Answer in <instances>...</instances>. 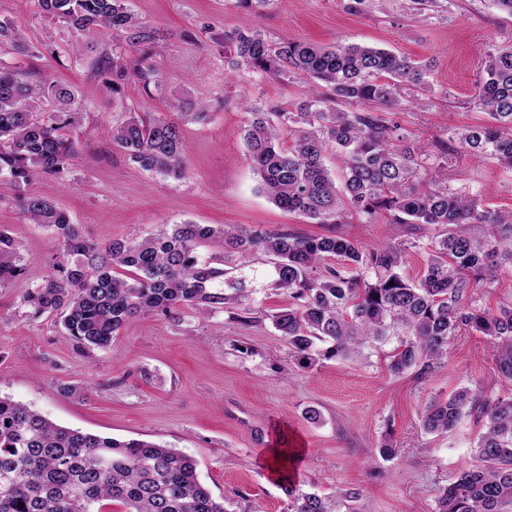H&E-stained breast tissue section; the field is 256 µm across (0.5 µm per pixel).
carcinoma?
Instances as JSON below:
<instances>
[{"instance_id":"carcinoma-1","label":"carcinoma","mask_w":512,"mask_h":512,"mask_svg":"<svg viewBox=\"0 0 512 512\" xmlns=\"http://www.w3.org/2000/svg\"><path fill=\"white\" fill-rule=\"evenodd\" d=\"M45 14L83 35L96 26L124 39L132 57L104 55L92 64L103 87L119 93L135 78L145 93L159 86L156 33L124 0H39ZM234 47L227 64L279 77L300 75L310 97L289 112L276 104L248 108L242 142L259 188L277 207L312 224H336L347 212L438 231L424 275L402 273L406 247L386 243L369 251L336 235L299 236L185 222L135 240L99 245L69 215L38 194L35 182L64 170L74 142L62 130L76 123L83 91L0 61V178L16 187L32 224L49 229L61 251L50 274L27 290L22 304L36 321L58 316L80 347L107 349L119 328L137 316L174 317L184 307H237L250 321L256 295L284 291L290 303L270 315L288 339L297 364L346 360L391 341L395 374L423 376L447 353L463 327L498 340L497 371L512 380V306L472 305L474 286L512 274V211L484 207L472 195L430 184L420 188L422 147L396 145L399 89H425L431 64L386 49L339 43L331 47L282 42L273 47L257 30L224 35ZM0 44L19 54L32 46L0 22ZM329 88L323 95L321 88ZM478 105L490 121L456 133L460 146L512 168V44L486 62ZM51 104V111L43 109ZM115 148L143 170L179 178L186 144L162 113L131 116L107 132ZM339 161L338 176L326 165ZM223 240L224 257L197 247ZM268 258L271 270L254 266ZM328 259L339 266H323ZM25 275L13 237L0 229V287ZM485 418L474 446L475 469L442 489L437 512H512V393L487 396L468 386L421 412L425 432L446 434L468 412ZM288 512H357L352 492L333 495L286 488ZM225 512L198 479L196 461L153 441H119L59 426L28 405L0 396V512Z\"/></svg>"}]
</instances>
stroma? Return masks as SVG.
I'll return each mask as SVG.
<instances>
[{
    "label": "stroma",
    "mask_w": 512,
    "mask_h": 512,
    "mask_svg": "<svg viewBox=\"0 0 512 512\" xmlns=\"http://www.w3.org/2000/svg\"><path fill=\"white\" fill-rule=\"evenodd\" d=\"M350 2L269 0L249 15L237 0H128L162 36L155 58L162 83L147 93L131 79L112 96L102 93L90 67L105 52L127 58L111 31L78 38L47 17L38 0H0V21L13 24L37 50L26 56L2 47L0 59L89 93L70 130L75 151L66 168L40 178L36 191L99 243L184 222L333 233L364 250L408 243L403 272L419 278L432 228L356 214L340 224H311L259 191L241 139L245 109L268 100L294 108L307 86L293 74L226 77L224 49L216 40L249 26L274 44L357 43L430 63L428 90L400 91V106L391 114L400 136L422 146L426 180L508 210L512 170L461 148L446 165L438 148L448 144L452 130L486 121L476 105V79L488 55L512 41V16L489 0H440L421 16L410 13L404 0H365L356 12ZM183 100L205 104L209 114L206 121L181 124L184 177L144 171L113 147L107 136L113 124L133 113L168 111ZM0 228L14 238L26 268L25 279L0 288V395L61 426L154 441L190 455L201 482L227 512H286L285 475L307 492H357L358 512H437L441 490L472 469L483 422L468 415L450 433L430 435L421 427L422 408L431 396L465 385L494 395L512 391V380L495 365L496 340L466 328L452 336L447 355L423 378L392 373L388 344L351 360L300 369L269 319L288 304L287 294L273 291L257 298L260 322L243 323L233 309L187 308L174 320L130 319L111 348L82 350L58 319L31 322L24 316V290L48 274L60 246L51 231L26 220L4 180ZM311 408L319 411L318 422L307 419ZM387 442L396 450L390 460L379 453ZM272 448L302 457L279 475L265 460Z\"/></svg>",
    "instance_id": "1"
}]
</instances>
